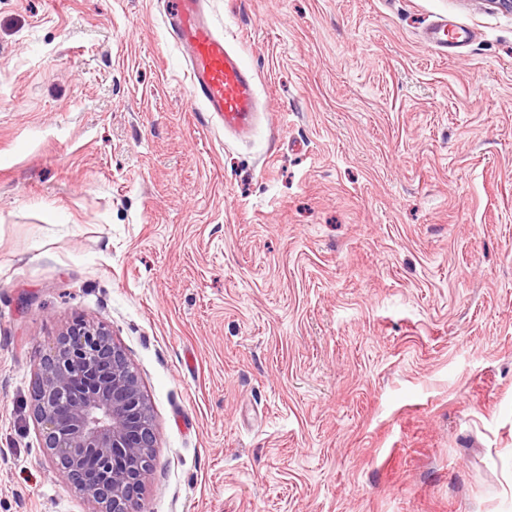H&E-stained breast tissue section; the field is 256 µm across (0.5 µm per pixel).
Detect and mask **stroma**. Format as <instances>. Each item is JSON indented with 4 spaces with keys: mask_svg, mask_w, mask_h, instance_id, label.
Instances as JSON below:
<instances>
[{
    "mask_svg": "<svg viewBox=\"0 0 512 512\" xmlns=\"http://www.w3.org/2000/svg\"><path fill=\"white\" fill-rule=\"evenodd\" d=\"M210 14L274 116L247 142L162 0H0V512L94 510L31 413L77 318L150 406L143 512H512V12Z\"/></svg>",
    "mask_w": 512,
    "mask_h": 512,
    "instance_id": "stroma-1",
    "label": "stroma"
}]
</instances>
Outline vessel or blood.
I'll list each match as a JSON object with an SVG mask.
<instances>
[{"label": "vessel or blood", "mask_w": 512, "mask_h": 512, "mask_svg": "<svg viewBox=\"0 0 512 512\" xmlns=\"http://www.w3.org/2000/svg\"><path fill=\"white\" fill-rule=\"evenodd\" d=\"M207 0H166L165 27L190 77L189 103L244 138L264 114L255 73L239 50L217 30Z\"/></svg>", "instance_id": "obj_1"}]
</instances>
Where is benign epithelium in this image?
<instances>
[{"label": "benign epithelium", "mask_w": 512, "mask_h": 512, "mask_svg": "<svg viewBox=\"0 0 512 512\" xmlns=\"http://www.w3.org/2000/svg\"><path fill=\"white\" fill-rule=\"evenodd\" d=\"M31 412L53 467L96 512H141L153 419L108 328L77 321L60 335L34 375Z\"/></svg>", "instance_id": "7a95c632"}]
</instances>
